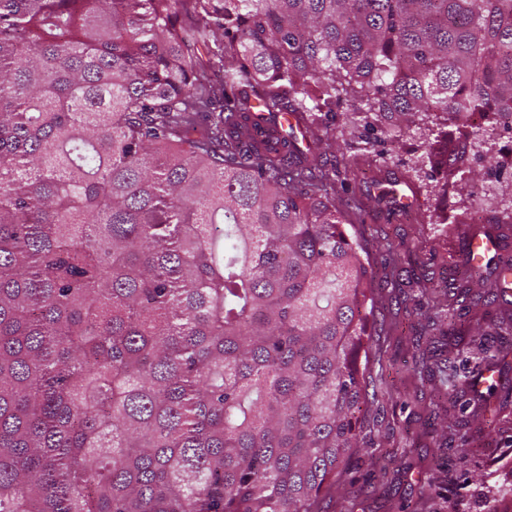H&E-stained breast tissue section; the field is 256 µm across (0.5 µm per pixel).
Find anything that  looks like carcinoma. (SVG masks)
<instances>
[{
	"mask_svg": "<svg viewBox=\"0 0 512 512\" xmlns=\"http://www.w3.org/2000/svg\"><path fill=\"white\" fill-rule=\"evenodd\" d=\"M265 112L487 175L477 133L431 125L512 133V0H0V512H314L360 448L362 203L253 145ZM455 266L431 308L467 302ZM481 284L505 297L512 264ZM454 336L422 367L479 418L512 314Z\"/></svg>",
	"mask_w": 512,
	"mask_h": 512,
	"instance_id": "1",
	"label": "carcinoma"
}]
</instances>
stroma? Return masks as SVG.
Returning a JSON list of instances; mask_svg holds the SVG:
<instances>
[{
  "label": "stroma",
  "mask_w": 512,
  "mask_h": 512,
  "mask_svg": "<svg viewBox=\"0 0 512 512\" xmlns=\"http://www.w3.org/2000/svg\"><path fill=\"white\" fill-rule=\"evenodd\" d=\"M483 147L504 163L502 183L471 178L449 184L447 198L432 193L430 167L418 138L366 147L338 148L333 139L312 143L326 167L351 166V187L366 210L350 216L347 231L358 238L362 256L376 276L375 316L384 331L369 353L367 373L385 398L368 413L365 445L322 495L318 512H486L488 486L512 473V338L477 395L486 404L484 420L453 427L450 401H434L431 383L418 379L413 363L421 347L447 330L434 310L418 302L426 281L440 282L454 272L451 257L472 239L491 237L483 275L512 262V224L496 223L503 201L512 199V133L479 127ZM448 223H438L440 212ZM402 256L398 284L385 269V248ZM494 421L487 433L486 421ZM512 512V501L494 504Z\"/></svg>",
  "instance_id": "obj_1"
}]
</instances>
